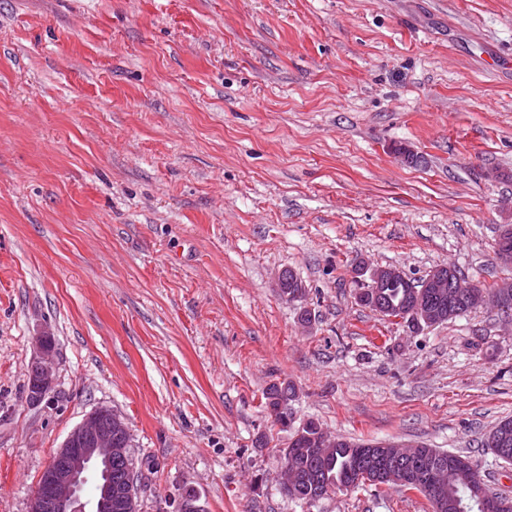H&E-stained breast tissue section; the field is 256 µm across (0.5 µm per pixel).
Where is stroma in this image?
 <instances>
[{"label":"stroma","mask_w":512,"mask_h":512,"mask_svg":"<svg viewBox=\"0 0 512 512\" xmlns=\"http://www.w3.org/2000/svg\"><path fill=\"white\" fill-rule=\"evenodd\" d=\"M500 224L512 0H0V512L100 405L130 427L140 512L186 488L204 512H431L394 487L286 495L283 381L295 423L470 456L512 497L483 445L512 418V317L416 330L351 274L512 278ZM52 336L44 333L36 339V365L39 367L38 375L33 382L35 397L44 399L48 396L55 384V371L53 366L54 341L51 338L46 346V341ZM295 388L288 382L272 383L264 393L265 408L275 424L288 433L291 426V414L286 410L288 402L293 401Z\"/></svg>","instance_id":"35a3bbf8"}]
</instances>
